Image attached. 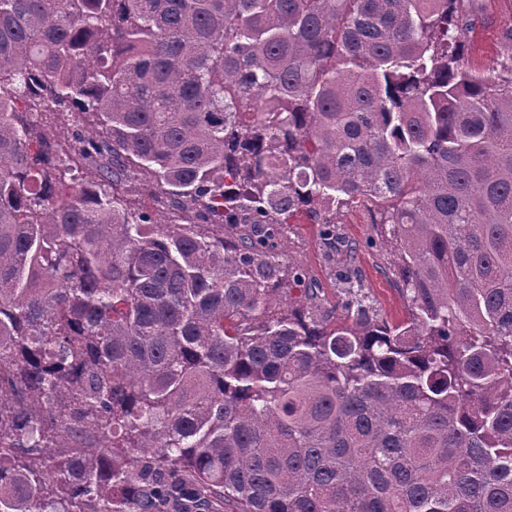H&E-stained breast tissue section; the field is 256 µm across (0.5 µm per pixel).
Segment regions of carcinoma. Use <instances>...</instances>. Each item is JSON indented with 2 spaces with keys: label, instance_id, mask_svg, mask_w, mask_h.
<instances>
[{
  "label": "carcinoma",
  "instance_id": "carcinoma-1",
  "mask_svg": "<svg viewBox=\"0 0 512 512\" xmlns=\"http://www.w3.org/2000/svg\"><path fill=\"white\" fill-rule=\"evenodd\" d=\"M481 10L0 0V512H512V25L477 67ZM358 204L397 323L349 266L317 317L270 249Z\"/></svg>",
  "mask_w": 512,
  "mask_h": 512
}]
</instances>
